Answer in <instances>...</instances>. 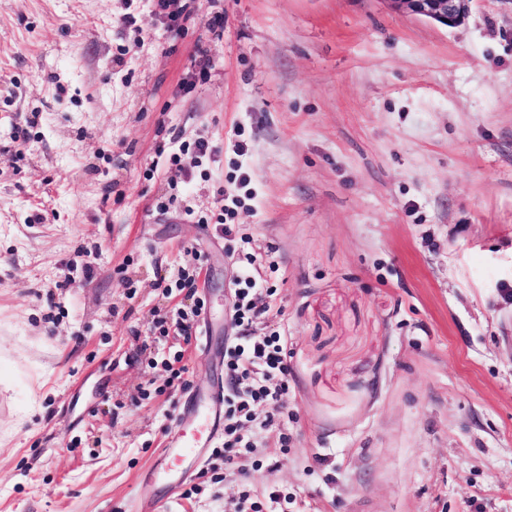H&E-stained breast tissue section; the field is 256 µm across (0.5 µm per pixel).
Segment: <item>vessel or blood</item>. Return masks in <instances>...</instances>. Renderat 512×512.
Returning a JSON list of instances; mask_svg holds the SVG:
<instances>
[{
	"mask_svg": "<svg viewBox=\"0 0 512 512\" xmlns=\"http://www.w3.org/2000/svg\"><path fill=\"white\" fill-rule=\"evenodd\" d=\"M223 397L220 388L193 393L186 406V427L171 436L162 462L153 471L154 489L172 493L179 488L188 466L200 459L219 428L218 406Z\"/></svg>",
	"mask_w": 512,
	"mask_h": 512,
	"instance_id": "b4317fda",
	"label": "vessel or blood"
}]
</instances>
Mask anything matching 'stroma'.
<instances>
[{
	"instance_id": "1",
	"label": "stroma",
	"mask_w": 512,
	"mask_h": 512,
	"mask_svg": "<svg viewBox=\"0 0 512 512\" xmlns=\"http://www.w3.org/2000/svg\"><path fill=\"white\" fill-rule=\"evenodd\" d=\"M175 5L178 32L159 0H0V512H133L188 391L224 382L247 252L276 290L253 331L288 349L278 465L205 455L149 512H512V0L453 27ZM183 269L214 347L154 328ZM239 512H285L281 495L271 491L264 500H255L244 492L240 498Z\"/></svg>"
}]
</instances>
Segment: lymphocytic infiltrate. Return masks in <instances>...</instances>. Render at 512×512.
Listing matches in <instances>:
<instances>
[{"label": "lymphocytic infiltrate", "instance_id": "obj_1", "mask_svg": "<svg viewBox=\"0 0 512 512\" xmlns=\"http://www.w3.org/2000/svg\"><path fill=\"white\" fill-rule=\"evenodd\" d=\"M257 259L245 255L239 263L234 279L233 318L241 331L224 346V372L227 383L224 387V446L218 456L224 460L225 468L241 467L244 459L250 458L260 447L265 433L273 426V418L256 421L255 410L265 405L279 410L285 391L284 380L288 375V351L280 330L258 336L252 325L268 312V305L260 298L266 290L263 279L256 268ZM195 278L189 272H180L176 282L185 290L190 301L188 309L180 311L175 322L157 316L154 321L161 335L177 331L179 335H192L197 318L206 308L203 298L197 296Z\"/></svg>", "mask_w": 512, "mask_h": 512}]
</instances>
